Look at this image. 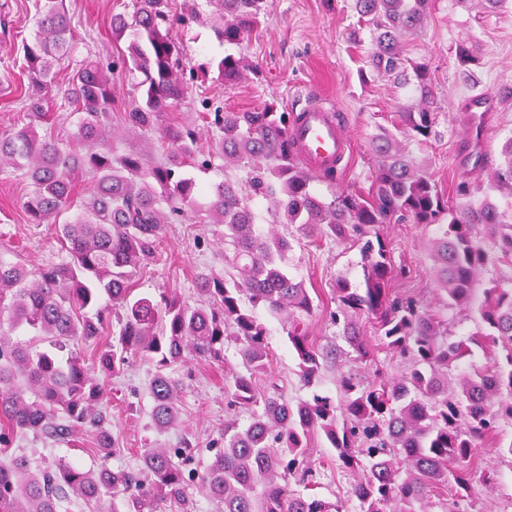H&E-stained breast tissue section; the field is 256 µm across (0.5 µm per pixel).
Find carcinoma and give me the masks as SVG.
<instances>
[{
  "instance_id": "cac0c4a2",
  "label": "carcinoma",
  "mask_w": 512,
  "mask_h": 512,
  "mask_svg": "<svg viewBox=\"0 0 512 512\" xmlns=\"http://www.w3.org/2000/svg\"><path fill=\"white\" fill-rule=\"evenodd\" d=\"M212 3L222 15L216 29L222 44L241 43L268 8V0ZM431 3L356 0L375 32L374 69L400 81L413 70L420 102L400 118L422 137L432 134L437 120L428 67L410 64L401 42L421 26ZM178 21L172 0H131L127 11L112 15V34L134 33L127 50L105 66L78 64L60 85L54 65L70 52L71 26L63 0H39L36 37L23 45L30 122L0 132V167L30 181L23 203L29 223L50 225L66 258L30 271L0 257V512H62L71 492L95 512H198L200 494L216 512H348L347 501L313 492L325 469L311 458L318 439L354 477L350 496L360 512H426L415 505L432 496L442 500L444 512H469L474 449L488 442L512 468V441L503 445L498 433L500 421L512 423V288L484 277L494 261L512 264V214L491 196L512 195V135L490 172V194L478 205H449L428 170L387 130L373 144L368 195L324 198L288 139L290 113L272 106L209 112L203 100L206 144L195 128L174 118L173 110L188 102L194 86L210 80L212 70L226 84L245 70L231 54L214 65H190L173 34ZM455 56L467 69L478 60V47L460 41ZM107 67L143 75L120 118L145 137L160 136V160L112 154ZM53 91L80 115L69 144L42 138L36 129ZM217 156L246 171L245 182L197 183L194 172L209 170ZM80 174L91 178L84 196L76 189ZM256 198L271 208L265 233L256 227ZM207 218L224 225L233 255L224 275L197 281L205 304L136 293L137 276L158 256L166 225ZM406 219L442 226L432 244L435 282L444 306L477 314L476 336L458 339L440 312L390 293L396 270L380 225ZM301 236L326 237L361 253L365 290L337 282L336 307L329 311L345 348L320 346L307 334L304 320L315 309L314 298L288 271V254ZM258 307L282 322L305 385L314 386L338 361L347 366L339 380L342 403L317 392L295 404L288 400L270 371L268 329L255 314ZM363 313L376 320V345L362 333ZM79 343L96 345L98 367L73 348ZM230 343L240 360L224 378L226 406L253 410L248 426L228 419L224 450L203 470L187 444L144 448L139 467H112L121 448L101 410L106 378L130 359L149 363L152 424L165 431L179 423L182 382L171 367L191 358L222 363ZM472 343L490 350L491 362L451 382ZM384 350L411 368L386 377L376 367ZM85 427L94 432L93 469L64 459L34 466L15 453L23 438L63 442Z\"/></svg>"
}]
</instances>
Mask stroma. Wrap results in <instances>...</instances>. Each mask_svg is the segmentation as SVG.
<instances>
[{
	"label": "stroma",
	"instance_id": "stroma-1",
	"mask_svg": "<svg viewBox=\"0 0 512 512\" xmlns=\"http://www.w3.org/2000/svg\"><path fill=\"white\" fill-rule=\"evenodd\" d=\"M38 0H0V129L15 127L23 119L27 80L22 65L21 44L33 40L32 18ZM124 0H65L74 31L68 58L56 65L61 81H68L76 64L86 60L111 61L125 49L128 38L114 39L112 15ZM201 19L178 26V37L192 65L205 63L224 53L243 56L249 66L246 80L224 85L219 81L199 88L202 96L214 98L227 111L259 109L273 104L284 111L305 102L307 94L334 101L344 112L352 135V153L347 172L335 184L315 181L324 196L335 192H367L375 165L372 141L382 129L399 127V115L418 100L414 85H403L375 71L370 64L374 50L372 30L361 20L355 0H269L267 13L250 30L242 44L219 45L212 31L219 17L208 0L199 4ZM468 39L479 47V62L461 71L453 48ZM409 59L427 63L437 123L429 138L402 134L414 160L428 166L451 205L480 202L487 190L486 172L475 169L473 158L484 153L491 162L500 159L501 146L512 134V0L499 11L482 12L467 0H433L420 31L403 44ZM495 92L497 99L487 133L472 143L465 105L472 95ZM470 192H455L459 183ZM32 190L20 173L0 172V256L27 267L61 260L62 254L48 225L28 223L23 203ZM383 232L390 241L394 266L405 267V277L395 279L397 294L423 302L435 300L431 241L438 235L434 224L408 221L387 224ZM224 228L217 224H175L156 259L138 277L140 293L167 294L191 303L199 302V276L224 271ZM291 273L313 288L316 307L306 320L309 336L323 345L338 336L329 320L333 309L332 287L348 280L363 287L362 260L356 248L330 240L301 241L288 258ZM273 352L272 371L283 379L291 400L310 398L311 389L298 376V361L288 346L282 325L268 318ZM150 364L134 360L108 381L111 400L107 414L113 433L125 451L113 463L133 467L144 448H174L189 443L207 462L214 449L223 447L222 432L228 412L224 402V366L220 363L188 362L174 368L182 378L179 426L156 432L151 425L152 399L148 392ZM92 435L83 432L67 443H45L36 439L20 446L40 463L64 457L85 468L96 465L89 454ZM478 512H512V469L502 468L497 483H485L474 474Z\"/></svg>",
	"mask_w": 512,
	"mask_h": 512
}]
</instances>
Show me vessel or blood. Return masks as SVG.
<instances>
[{
	"label": "vessel or blood",
	"instance_id": "obj_1",
	"mask_svg": "<svg viewBox=\"0 0 512 512\" xmlns=\"http://www.w3.org/2000/svg\"><path fill=\"white\" fill-rule=\"evenodd\" d=\"M288 133L298 155L313 174H322L328 168L343 169L350 150L347 123L326 99L296 109Z\"/></svg>",
	"mask_w": 512,
	"mask_h": 512
}]
</instances>
